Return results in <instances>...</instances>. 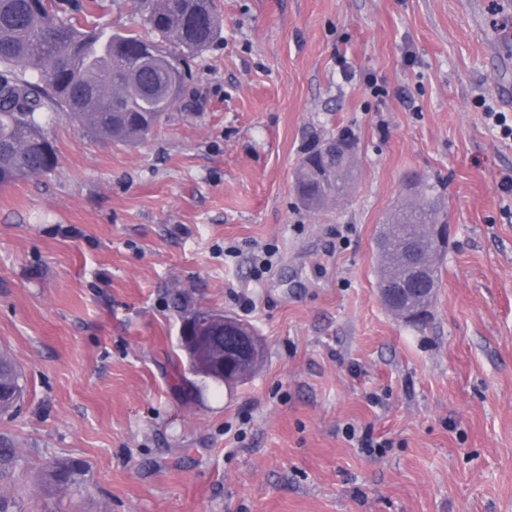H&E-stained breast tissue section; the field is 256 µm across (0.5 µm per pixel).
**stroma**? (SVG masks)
<instances>
[{
  "mask_svg": "<svg viewBox=\"0 0 512 512\" xmlns=\"http://www.w3.org/2000/svg\"><path fill=\"white\" fill-rule=\"evenodd\" d=\"M480 3L479 37L461 0H215L219 40L140 145L44 112L56 167L0 186L10 512H512V137L486 116L512 120V0ZM342 129L354 191L308 210L299 161ZM414 179L450 231L423 327L375 273ZM178 293L253 327L251 377L186 386ZM58 459L81 490L52 489ZM22 376L16 363L3 354H0V411L7 412L17 406L24 395ZM18 400V401H17ZM17 401V403H15Z\"/></svg>",
  "mask_w": 512,
  "mask_h": 512,
  "instance_id": "stroma-1",
  "label": "stroma"
}]
</instances>
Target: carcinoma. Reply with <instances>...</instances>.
<instances>
[{
	"instance_id": "1",
	"label": "carcinoma",
	"mask_w": 512,
	"mask_h": 512,
	"mask_svg": "<svg viewBox=\"0 0 512 512\" xmlns=\"http://www.w3.org/2000/svg\"><path fill=\"white\" fill-rule=\"evenodd\" d=\"M100 0H0V185L54 167L52 145L41 111L70 112L79 130L92 137L136 146L166 112L185 98L188 58L210 47L222 21L213 0H135L142 30L108 32L94 25ZM37 72L41 83L26 78ZM354 158L336 161L315 145L299 163L294 186L308 210L349 197ZM435 186L425 184L413 201L391 215L389 246L403 241L417 251L440 255L426 225L444 220L431 202ZM16 363L0 354V411L22 400ZM59 493L82 483L81 470L65 460L48 465Z\"/></svg>"
}]
</instances>
